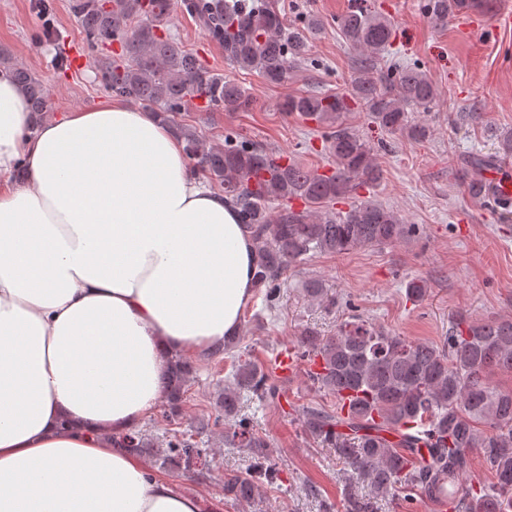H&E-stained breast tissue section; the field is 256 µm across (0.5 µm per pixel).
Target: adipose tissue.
I'll use <instances>...</instances> for the list:
<instances>
[{
  "label": "adipose tissue",
  "mask_w": 512,
  "mask_h": 512,
  "mask_svg": "<svg viewBox=\"0 0 512 512\" xmlns=\"http://www.w3.org/2000/svg\"><path fill=\"white\" fill-rule=\"evenodd\" d=\"M254 262L167 126L117 98L39 124L0 71V512H218L105 437L237 334Z\"/></svg>",
  "instance_id": "adipose-tissue-1"
}]
</instances>
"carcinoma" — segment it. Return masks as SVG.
I'll use <instances>...</instances> for the list:
<instances>
[{
  "label": "carcinoma",
  "mask_w": 512,
  "mask_h": 512,
  "mask_svg": "<svg viewBox=\"0 0 512 512\" xmlns=\"http://www.w3.org/2000/svg\"><path fill=\"white\" fill-rule=\"evenodd\" d=\"M191 14L208 36L224 46V57L244 71L258 72L265 83L281 85L292 64L305 60V35L285 25L275 3L252 7L236 0H76L80 27L93 44H118L112 58L99 64L103 89L135 102L167 123L185 144L196 170L221 187L237 210L252 240L255 286L265 289L269 309L280 299L282 276L292 265L314 254L344 255L362 247L385 246L408 237L411 225L394 210L369 198L333 205L359 188H371L382 173L368 143L346 126L355 110L390 133H402L415 144L431 133L409 113L429 112L440 98L438 87L416 66L379 67L376 55L390 46L393 26L378 12L359 5L340 17L337 26L352 47L364 52L359 76L347 94H300L286 99V112L328 129L327 150L336 166L321 174L294 160L224 136L208 145L177 116L201 100L226 112H248L254 98L238 82L205 67L169 32L176 7ZM494 0H428V19L438 27L458 13L491 12ZM0 68L12 73L32 111L43 117L49 101L42 80L0 55ZM496 160L512 158V131L497 135ZM470 190L481 192L480 172L489 161H467ZM300 200L302 208L290 202ZM407 299L421 303L429 292L421 277L405 284ZM308 298L329 302L319 280L304 284ZM295 358L318 357L322 370L310 374L319 388L336 397V409L310 408L304 430L337 450L340 458L371 495L350 499L348 512H375L379 498L420 491L428 499L443 486L454 495L452 512H512V389L492 383L496 371L512 374V319L473 320L459 315L447 346L395 336L353 315L331 336L306 327ZM194 366L180 355L169 360L163 378L167 410L162 418L178 420ZM274 399L271 375L250 362L235 366L234 384L217 395L214 423L227 425L224 441L251 454L245 473L224 485V494L251 499L257 488L278 480L279 469L263 452L268 442L239 408L240 392ZM119 448L139 454L153 443L163 463L187 471L206 457L190 436L158 438L145 430L114 436ZM483 453L496 482L470 480L471 451Z\"/></svg>",
  "instance_id": "carcinoma-1"
}]
</instances>
